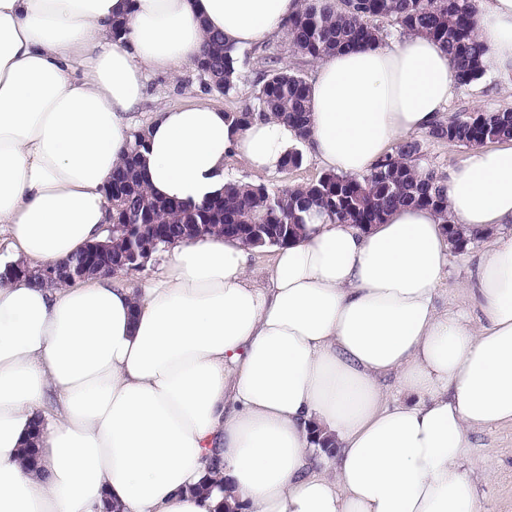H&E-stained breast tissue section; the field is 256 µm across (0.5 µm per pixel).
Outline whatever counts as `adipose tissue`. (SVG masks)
<instances>
[{"mask_svg": "<svg viewBox=\"0 0 512 512\" xmlns=\"http://www.w3.org/2000/svg\"><path fill=\"white\" fill-rule=\"evenodd\" d=\"M302 4L0 0L12 262L59 264L103 239L147 71L193 63L210 31L237 46L276 37ZM476 24L485 71L511 76L512 0H478ZM456 85L421 35L328 55L309 82L311 149L327 169L365 172L440 118ZM148 129L151 192L190 203L223 193L229 155L271 171L296 143L274 120L231 133L205 103L162 108ZM446 185L452 223L512 224V142L474 149ZM440 224L414 207L367 230L311 214L265 287L248 249L210 234L172 245L136 289L103 274L0 283V512H102L106 496L120 512H488L463 460L473 430L512 423V237L484 254L475 321L436 304L451 249ZM204 479L212 495L193 494Z\"/></svg>", "mask_w": 512, "mask_h": 512, "instance_id": "ef3b65f1", "label": "adipose tissue"}]
</instances>
